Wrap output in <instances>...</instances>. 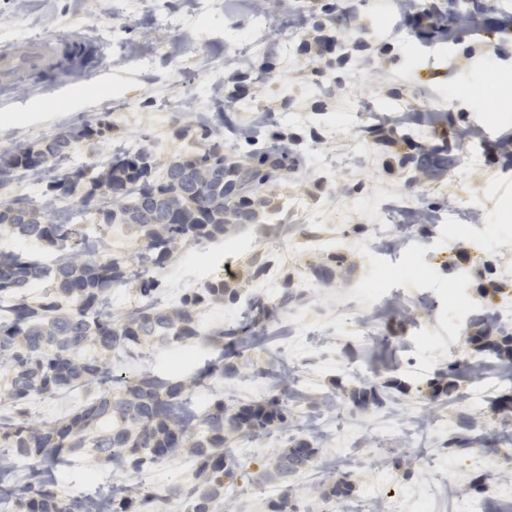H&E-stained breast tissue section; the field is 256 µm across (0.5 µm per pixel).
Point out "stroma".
<instances>
[{
	"mask_svg": "<svg viewBox=\"0 0 512 512\" xmlns=\"http://www.w3.org/2000/svg\"><path fill=\"white\" fill-rule=\"evenodd\" d=\"M128 2L0 0V52H23L35 35L104 49L102 61L85 58L81 70L25 73L0 89V148L18 153L104 114L112 124L107 140L70 152L45 181L19 191L0 187V196L16 195L41 208L49 182L69 169L101 163L129 141L150 147L157 167H165L193 146L177 136L178 126L194 125L199 111L215 112L207 100L212 91L225 99L257 100L273 122L248 139L242 131L250 119L228 111L224 145L233 154L268 150L275 136H287L301 163L267 190V208L279 209L288 197L295 209L276 224L237 227L217 259L207 246H183L161 271L169 292L224 280L237 291L223 304L228 312L249 308L257 296L274 308L269 321L243 338L234 380L215 378L192 389L198 407L217 398L253 402L247 382L255 369L286 361L281 334L304 327L312 335L295 359L301 384L288 399L287 428L258 439L228 436L225 451L236 457L241 473L224 497L235 512H270L286 494L296 512H314L343 479L353 485V504L366 505L382 492H419L430 478L438 486L431 512H457L459 498L473 493L482 473L471 466L470 450L453 443L462 422L474 421L497 437L508 427L492 403L472 412L456 397L431 398V382L447 371L456 345H466L472 362L491 361L468 348L472 326L456 327L449 318V287L476 294L486 259L512 282V262L503 260L512 254V165L494 161L492 150L512 130V52L484 58L482 38L469 29L444 39L418 38L405 50L396 0H349V14L362 21L358 27L327 11V0H278L274 17L281 35L253 53L250 70L241 74L232 62L254 36L252 0H211L202 14L195 0H166L168 11L184 18L179 28L166 26L157 0H136L133 8ZM386 18L394 22L392 35L373 38V28ZM474 87L488 89L482 103L470 97ZM402 100L412 117L379 129L376 104ZM406 127L416 128L418 138L402 141ZM467 127L481 132L477 162L465 163L454 148L451 165L430 173L416 168L413 159L423 146H446L448 131ZM408 193L431 213V223H400ZM325 233L339 239V247L308 249L310 239ZM265 263L275 282L263 292L254 271ZM322 268L333 269L330 281L318 277ZM375 282L382 291L372 296L368 288ZM355 313L374 315L372 342H363L350 322ZM371 388L380 403L358 407L354 394ZM329 396L337 397L338 410L326 407ZM423 404L440 411L444 427L424 431L414 442L401 439L399 426L412 424ZM312 417L328 434L340 423L356 431L353 462L329 473L312 466L282 479L274 458L289 438L309 439L324 455L336 451L334 442L308 435L304 424ZM421 447L433 449L435 468L415 464ZM95 470L114 475L111 464L95 463L87 450L67 457L56 474L68 495L95 497L100 490L89 482ZM195 479L196 467L184 454L125 477L145 487Z\"/></svg>",
	"mask_w": 512,
	"mask_h": 512,
	"instance_id": "stroma-1",
	"label": "stroma"
}]
</instances>
